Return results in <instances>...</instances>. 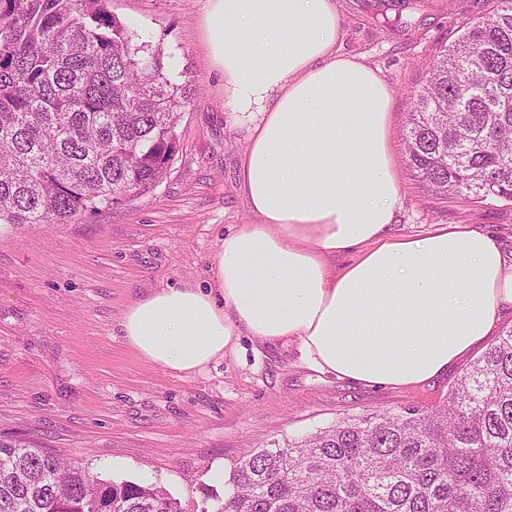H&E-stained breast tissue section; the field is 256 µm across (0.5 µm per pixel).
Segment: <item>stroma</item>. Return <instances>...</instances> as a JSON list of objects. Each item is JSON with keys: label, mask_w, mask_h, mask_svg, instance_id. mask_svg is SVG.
<instances>
[{"label": "stroma", "mask_w": 512, "mask_h": 512, "mask_svg": "<svg viewBox=\"0 0 512 512\" xmlns=\"http://www.w3.org/2000/svg\"><path fill=\"white\" fill-rule=\"evenodd\" d=\"M494 0H337L341 48L381 69L399 131L425 63ZM163 43L167 68L193 81L162 178L122 205L69 224L0 227V436L23 437L102 478L166 488L187 512L223 493L233 465L263 442L300 437L350 415L441 405L469 366L512 329L504 315L434 378L363 384L309 367L292 340L247 336L191 376L147 363L121 321L148 291L208 286L224 234L258 223L240 179L246 127L224 109V81L202 27L207 0H110ZM392 154L400 236L462 224L512 252V203L433 196L411 177L400 139Z\"/></svg>", "instance_id": "stroma-1"}]
</instances>
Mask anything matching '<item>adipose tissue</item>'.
Wrapping results in <instances>:
<instances>
[{"label":"adipose tissue","instance_id":"obj_1","mask_svg":"<svg viewBox=\"0 0 512 512\" xmlns=\"http://www.w3.org/2000/svg\"><path fill=\"white\" fill-rule=\"evenodd\" d=\"M224 105L249 127L240 177L255 224L218 242L210 289L156 288L121 327L146 361L189 376L238 334L295 340L311 366L364 384L429 380L512 311L501 242L459 224L393 234L401 199L389 84L343 52L336 0H208ZM360 257L332 272L337 251Z\"/></svg>","mask_w":512,"mask_h":512}]
</instances>
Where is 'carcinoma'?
<instances>
[{
  "label": "carcinoma",
  "mask_w": 512,
  "mask_h": 512,
  "mask_svg": "<svg viewBox=\"0 0 512 512\" xmlns=\"http://www.w3.org/2000/svg\"><path fill=\"white\" fill-rule=\"evenodd\" d=\"M109 0H0V224H69L149 190L197 87ZM406 167L440 196L512 202V10L427 64ZM199 512H512V329L431 410L369 413L253 449ZM0 512H184L0 438Z\"/></svg>",
  "instance_id": "obj_1"
}]
</instances>
